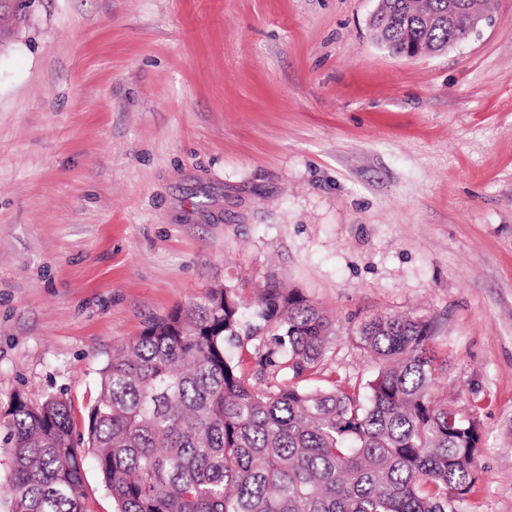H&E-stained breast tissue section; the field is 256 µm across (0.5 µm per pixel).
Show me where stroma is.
Listing matches in <instances>:
<instances>
[{"label":"stroma","instance_id":"obj_1","mask_svg":"<svg viewBox=\"0 0 512 512\" xmlns=\"http://www.w3.org/2000/svg\"><path fill=\"white\" fill-rule=\"evenodd\" d=\"M378 0H41L0 45V403L82 425L114 349L229 286L301 292L331 365L430 321L480 421L459 512H512V0L416 59Z\"/></svg>","mask_w":512,"mask_h":512}]
</instances>
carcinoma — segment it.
<instances>
[{
	"label": "carcinoma",
	"instance_id": "carcinoma-1",
	"mask_svg": "<svg viewBox=\"0 0 512 512\" xmlns=\"http://www.w3.org/2000/svg\"><path fill=\"white\" fill-rule=\"evenodd\" d=\"M394 52L448 48V0H381ZM333 323L296 290L212 288L149 322L100 372L84 432L59 396L0 405L10 512H86L90 451L114 512H457L480 478L479 419L435 392L431 324L361 323L364 386L326 372Z\"/></svg>",
	"mask_w": 512,
	"mask_h": 512
}]
</instances>
